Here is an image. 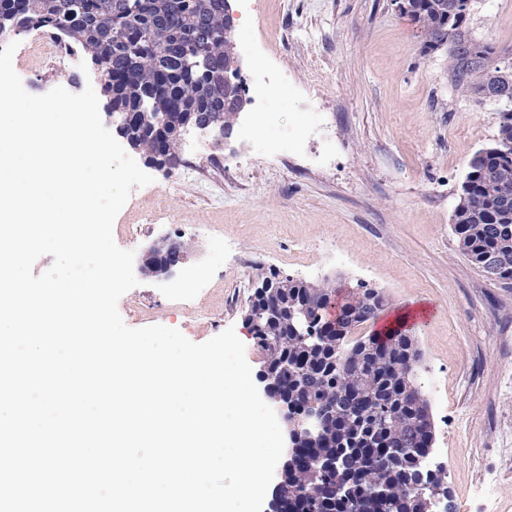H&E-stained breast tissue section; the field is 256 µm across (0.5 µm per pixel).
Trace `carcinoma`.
<instances>
[{
  "instance_id": "cac0c4a2",
  "label": "carcinoma",
  "mask_w": 512,
  "mask_h": 512,
  "mask_svg": "<svg viewBox=\"0 0 512 512\" xmlns=\"http://www.w3.org/2000/svg\"><path fill=\"white\" fill-rule=\"evenodd\" d=\"M225 0H0V36L50 26L76 43L104 77L128 144L161 166L181 161L184 128L231 134L224 76L237 80L233 18ZM474 0H399L426 36L424 52H448L455 89L486 100L512 95V57L473 39ZM495 143L469 162L453 214L458 248L481 273L499 262L512 281V103L501 105ZM248 311L262 374L292 424L313 409L321 425L302 432L283 464L270 512H426L421 490L436 489L453 512L443 471L425 466L432 439L429 403L417 382L420 352L407 331L354 337L385 310L382 292L361 283L351 298L327 280L279 278L258 269Z\"/></svg>"
}]
</instances>
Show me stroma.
I'll return each instance as SVG.
<instances>
[{"instance_id": "obj_1", "label": "stroma", "mask_w": 512, "mask_h": 512, "mask_svg": "<svg viewBox=\"0 0 512 512\" xmlns=\"http://www.w3.org/2000/svg\"><path fill=\"white\" fill-rule=\"evenodd\" d=\"M241 80L287 76L272 99L279 126L266 151L240 134L218 145L233 173L193 162L211 134L182 137L183 163L166 171L137 156L151 184L133 189L116 225L137 233L116 244L143 254L153 242L186 241L183 263L165 279L139 276L118 301L131 328L163 325L203 343L234 328L252 371L261 358L243 318L255 267L309 281L383 291L386 310L418 306L413 334L418 381L434 426L431 456L442 465L455 512H480L476 472L498 477L512 506V282L493 281L457 247L452 215L468 165L494 142L493 103L454 91L446 51L424 53L417 25L392 0H232ZM470 35L512 51V0H476ZM13 67L25 90L101 91L104 80L72 66L57 74L18 37ZM298 148L281 155L280 133ZM169 212L163 224L156 211Z\"/></svg>"}]
</instances>
